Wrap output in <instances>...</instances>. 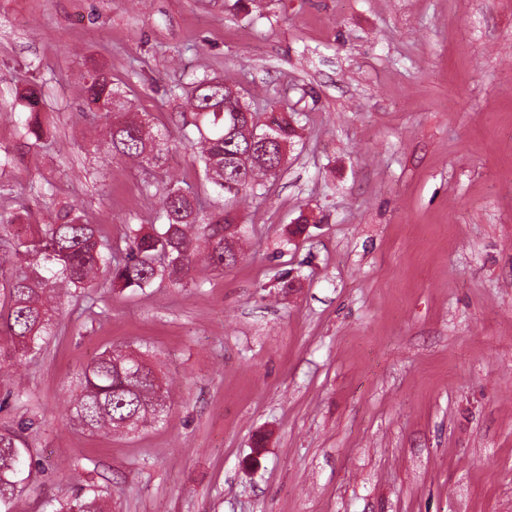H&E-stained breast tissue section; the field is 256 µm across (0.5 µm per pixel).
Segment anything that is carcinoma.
Here are the masks:
<instances>
[{"label": "carcinoma", "instance_id": "cac0c4a2", "mask_svg": "<svg viewBox=\"0 0 512 512\" xmlns=\"http://www.w3.org/2000/svg\"><path fill=\"white\" fill-rule=\"evenodd\" d=\"M226 79L202 76L191 83L186 103L190 118L182 126V142L197 153L205 180L218 197L224 185H235L234 199L266 194L267 182L277 176L274 147L262 141L265 126L255 127V114L233 95ZM27 102L26 135L40 138V112L35 90L22 95ZM89 108L109 122L102 137L112 159L158 166L168 150L165 133L154 127L148 114L134 112L124 92L108 73H99L87 86ZM273 133L293 142L297 130L286 116L271 117ZM196 195L171 183L161 202L162 223L148 228L127 227L125 248L112 245L100 225L86 224L76 205L55 224H30L28 234L10 232L18 217H0L6 249L0 266L16 259L20 271L0 280L8 299L0 312V334L8 348L0 349V368L39 350L54 336L64 299L96 286L102 276L111 286L144 291L155 282L176 288L194 282L199 262L222 270L237 262L245 237L239 217L229 203L206 224L200 223ZM171 408L166 384L141 351L113 348L100 353L78 374L67 413L91 431L134 433L167 418ZM27 453L22 431L0 430V506L20 488L21 467ZM54 512H110L98 491L80 492L59 503Z\"/></svg>", "mask_w": 512, "mask_h": 512}]
</instances>
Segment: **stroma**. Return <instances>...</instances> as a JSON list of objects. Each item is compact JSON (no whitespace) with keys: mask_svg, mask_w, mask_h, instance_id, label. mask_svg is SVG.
Returning a JSON list of instances; mask_svg holds the SVG:
<instances>
[{"mask_svg":"<svg viewBox=\"0 0 512 512\" xmlns=\"http://www.w3.org/2000/svg\"><path fill=\"white\" fill-rule=\"evenodd\" d=\"M234 2L0 0L2 215L50 224L76 202L118 242L158 223L170 182L216 204L183 146L113 160L86 106L101 70L172 135L203 75L299 132L238 205L234 266L186 290L99 282L0 370V429L24 427L32 471L0 512L92 486L114 512H512V0ZM143 343L166 421L65 417L82 368ZM22 98L27 102L29 112L25 119L24 129L26 136H34L37 139L40 138L41 122L40 112L37 110L38 96L35 90H30L27 94L22 95Z\"/></svg>","mask_w":512,"mask_h":512,"instance_id":"obj_1","label":"stroma"}]
</instances>
